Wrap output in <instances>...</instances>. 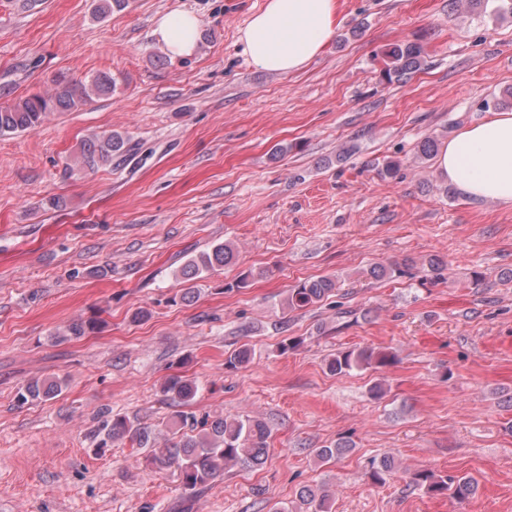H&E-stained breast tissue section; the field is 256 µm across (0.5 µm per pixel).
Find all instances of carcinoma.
Segmentation results:
<instances>
[{
	"mask_svg": "<svg viewBox=\"0 0 512 512\" xmlns=\"http://www.w3.org/2000/svg\"><path fill=\"white\" fill-rule=\"evenodd\" d=\"M386 57L389 63L382 76L391 82L404 81L421 70L425 63V51L418 41L398 44L392 47ZM117 80L110 73L95 76L88 82L59 83L52 92L34 94L6 106H0V136L20 131L37 129L52 112L70 111L83 105L94 96L107 95L116 88ZM128 151V138L119 132L93 137L82 142L78 154L69 165L70 170L95 172L112 165V160ZM234 249L224 243L214 245L210 251L189 259L179 270V276L187 281L202 278V275L219 270L234 263ZM336 290V280L319 277L306 280L288 290L281 302L284 309L301 310L329 297ZM95 329V322L80 321L71 324L65 333L56 334L59 340L69 336L80 337ZM395 355L376 351L372 348H354L341 351L326 362V370L332 375L346 374L352 370L369 367H386L393 364ZM61 383L55 380H33L18 392V401L26 403L55 397ZM163 392L171 399L189 404L197 394L195 383L182 375L166 379ZM173 424L184 428L200 424V430L193 435L183 434L176 442L165 448H158L149 455V461L159 470L172 469L176 472L182 489L197 492L205 489L218 476L234 468H258L266 463L269 455V430L265 423L251 416L236 418L217 417L213 420L197 421L195 416L179 411L173 417ZM126 436L142 445L149 441L148 432L124 416L102 420L93 433L95 451L104 452L109 443ZM351 444L344 440L316 450V457L330 461L345 456ZM395 470L394 459L388 455L373 458L368 463L365 476L373 484L382 485ZM409 484L433 495L450 496L463 500L477 489L472 477L438 474L431 469H418L410 474ZM330 496L311 487L299 488L294 504L275 506L273 512H331Z\"/></svg>",
	"mask_w": 512,
	"mask_h": 512,
	"instance_id": "1",
	"label": "carcinoma"
}]
</instances>
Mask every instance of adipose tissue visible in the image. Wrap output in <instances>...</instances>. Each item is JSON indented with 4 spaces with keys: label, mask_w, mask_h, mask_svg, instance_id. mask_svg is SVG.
Returning a JSON list of instances; mask_svg holds the SVG:
<instances>
[{
    "label": "adipose tissue",
    "mask_w": 512,
    "mask_h": 512,
    "mask_svg": "<svg viewBox=\"0 0 512 512\" xmlns=\"http://www.w3.org/2000/svg\"><path fill=\"white\" fill-rule=\"evenodd\" d=\"M339 0H264L238 32L256 68L292 74L303 70L335 34ZM153 35L172 58L194 54L199 39L195 14L163 15ZM438 175L468 197L512 206V113L494 112L473 122L442 147Z\"/></svg>",
    "instance_id": "adipose-tissue-1"
}]
</instances>
